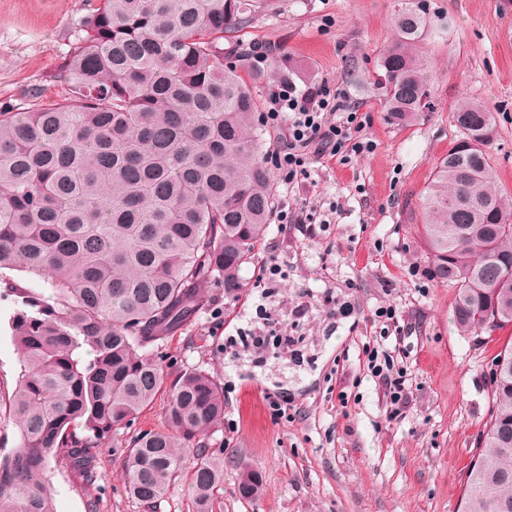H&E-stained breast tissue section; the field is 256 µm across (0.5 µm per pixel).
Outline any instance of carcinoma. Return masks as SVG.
I'll use <instances>...</instances> for the list:
<instances>
[{"label": "carcinoma", "mask_w": 512, "mask_h": 512, "mask_svg": "<svg viewBox=\"0 0 512 512\" xmlns=\"http://www.w3.org/2000/svg\"><path fill=\"white\" fill-rule=\"evenodd\" d=\"M255 3L98 0L61 67L71 101L0 108V271L54 290L49 303L14 289L21 363L0 426L18 444L0 448V512H55L52 462L90 469L91 449L164 391L166 430L124 452L129 494L151 507L186 469L197 512L223 504V386L195 368L168 387L153 353L206 309V287H248L242 272L274 220L253 85L224 62V34L250 22ZM424 27L421 9L400 6L378 59L398 125L428 108ZM453 112L459 137L421 202V238L433 278L457 288L458 331L479 336L512 326V202L493 185L492 113L470 99ZM490 398L461 512H512V345L492 361ZM262 492L244 467L240 497Z\"/></svg>", "instance_id": "cac0c4a2"}]
</instances>
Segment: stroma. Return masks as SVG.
<instances>
[{
  "label": "stroma",
  "mask_w": 512,
  "mask_h": 512,
  "mask_svg": "<svg viewBox=\"0 0 512 512\" xmlns=\"http://www.w3.org/2000/svg\"><path fill=\"white\" fill-rule=\"evenodd\" d=\"M402 0H260L253 19L224 38L225 52L245 54L260 112L285 79L341 95L365 118L372 152L344 163L309 165L289 187L279 170L273 223L245 269L250 288L239 297L210 287L209 307L187 332L158 353L170 375L202 368L224 386L223 512H457L466 473L491 412L490 365L512 327L483 340L461 335L452 317L456 290L430 274L420 238L421 201L438 162L458 138L452 110L462 98L494 117L488 147L494 184L512 197V0H423L427 21L418 47L431 62V107L410 125L389 122L376 85L377 60L394 37ZM96 0H0V105L48 106L68 87L60 68L73 49L77 21ZM310 203L308 225L286 216ZM278 264L274 285L260 266ZM0 285V391L12 392L19 351L8 327L15 288L51 297L49 283L11 270ZM351 302L346 318L329 316L325 292ZM308 296V314L288 309ZM396 307L404 331L373 322L377 308ZM263 333L262 353L228 354L225 344ZM383 344L407 369L411 402L392 420L364 350ZM293 398L274 417L267 394ZM347 404H340V397ZM165 396L130 427L93 450L94 475L55 467L56 512H195L186 479L156 506L126 492L121 458L127 440L165 428ZM263 477L264 492L242 499V466Z\"/></svg>",
  "instance_id": "obj_1"
}]
</instances>
